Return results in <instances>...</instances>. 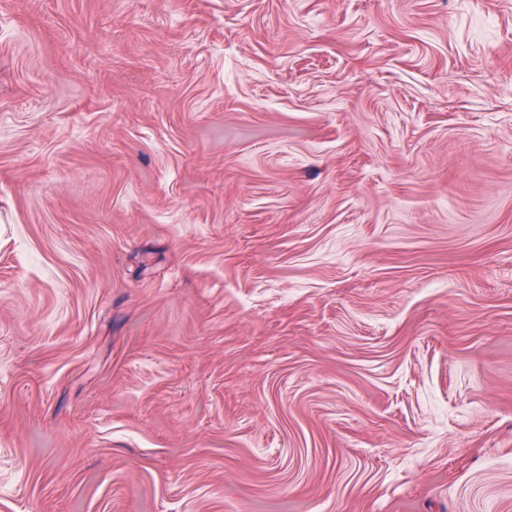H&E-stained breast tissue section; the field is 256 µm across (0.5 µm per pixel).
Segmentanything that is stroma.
<instances>
[{"label":"stroma","instance_id":"35a3bbf8","mask_svg":"<svg viewBox=\"0 0 512 512\" xmlns=\"http://www.w3.org/2000/svg\"><path fill=\"white\" fill-rule=\"evenodd\" d=\"M0 512H512V0H0Z\"/></svg>","mask_w":512,"mask_h":512}]
</instances>
